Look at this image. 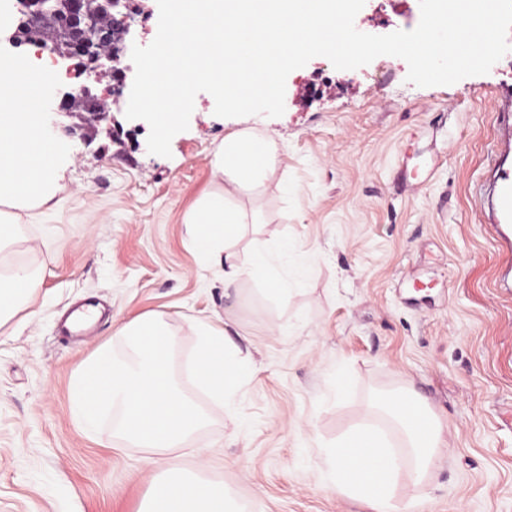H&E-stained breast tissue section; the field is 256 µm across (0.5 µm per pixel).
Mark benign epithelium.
<instances>
[{
	"mask_svg": "<svg viewBox=\"0 0 512 512\" xmlns=\"http://www.w3.org/2000/svg\"><path fill=\"white\" fill-rule=\"evenodd\" d=\"M23 5L21 29L27 42L61 59L73 58V46H81L87 64L77 66L80 75L91 70L112 71L133 18L132 13L121 11L126 0H100L92 11L84 9L81 0H23ZM72 99L84 103L99 122L109 116L106 97L92 94L86 85L79 87L76 96L67 97Z\"/></svg>",
	"mask_w": 512,
	"mask_h": 512,
	"instance_id": "1",
	"label": "benign epithelium"
}]
</instances>
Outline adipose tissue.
Masks as SVG:
<instances>
[{"mask_svg": "<svg viewBox=\"0 0 512 512\" xmlns=\"http://www.w3.org/2000/svg\"><path fill=\"white\" fill-rule=\"evenodd\" d=\"M276 166L277 149L270 137L253 132L225 137L212 160L213 172L223 179L224 187L204 195L185 217L193 248L223 265L225 296L236 294L248 278L260 280L264 295L279 303H287L293 293L289 278L282 274L287 241L273 248L253 241L242 258L232 250L249 221L241 198L263 193ZM191 328L197 337L190 363L194 382L212 398L232 401L250 356L229 344L228 329L205 321L192 322ZM386 407L408 437L406 453L391 448L381 432L361 429L331 450L328 481L338 493L369 498L375 512H401L394 502L397 480L404 473L416 484L425 479L444 445L443 428L421 396L394 394L387 398ZM143 512L240 510L223 484L170 471L156 478Z\"/></svg>", "mask_w": 512, "mask_h": 512, "instance_id": "1", "label": "adipose tissue"}]
</instances>
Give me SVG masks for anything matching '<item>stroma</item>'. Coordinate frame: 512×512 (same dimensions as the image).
<instances>
[{"instance_id":"obj_1","label":"stroma","mask_w":512,"mask_h":512,"mask_svg":"<svg viewBox=\"0 0 512 512\" xmlns=\"http://www.w3.org/2000/svg\"><path fill=\"white\" fill-rule=\"evenodd\" d=\"M134 3L119 60L130 79L132 47L154 40L159 16L157 0ZM419 21V0H365L354 24L385 35ZM407 74L394 56L341 77L313 58L289 74L276 118H221L198 93L168 158L149 153L125 95L107 121L73 130L59 101L80 83L105 95L109 79L56 90L67 190L26 211L0 257L35 275L0 326V512H139L170 466L224 484L244 512H373L328 484V451L366 425L403 448L377 402L409 389L447 446L396 497L411 512H512V220L494 211L512 179V64L449 86ZM240 130L271 136L278 164L244 198L261 224L233 250L291 243L286 270L300 278L285 305L256 279L225 298L222 268L189 243L185 216L218 190L210 161ZM89 296L104 307L93 333L62 339L59 319ZM155 312L178 334L173 372L189 395V319L228 324L253 361L233 407L202 400L207 424L164 458L72 411L79 366L105 345L122 352L115 326Z\"/></svg>"}]
</instances>
